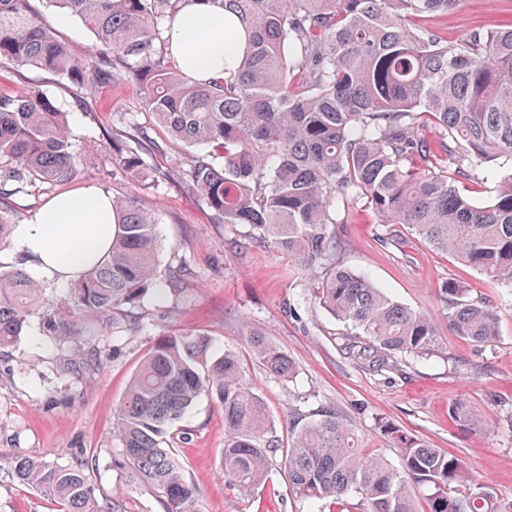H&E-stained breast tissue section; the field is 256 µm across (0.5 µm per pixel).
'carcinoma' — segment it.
<instances>
[{
	"label": "carcinoma",
	"mask_w": 512,
	"mask_h": 512,
	"mask_svg": "<svg viewBox=\"0 0 512 512\" xmlns=\"http://www.w3.org/2000/svg\"><path fill=\"white\" fill-rule=\"evenodd\" d=\"M48 2L93 33L88 62L70 55L29 0H0V63L77 83L91 74L129 84L171 139L209 149L182 162L191 186L224 223L246 225L288 255L314 302L350 326L338 346L354 364L384 372L402 355H429L440 336L438 319L340 263L336 225L358 204L379 223L405 224L434 249L512 282V171L486 202L462 186L486 164L512 158V28H476L450 41L426 25L461 0H206L224 11V34L245 50L224 64V77L199 82L177 65L166 38L185 0ZM2 159L0 249L12 226L6 200L35 180L67 185L83 166L66 113L39 92L0 95ZM112 164L144 181L139 149L114 142ZM113 207L111 254L73 284L67 301L43 309L46 284L19 261L0 266V348L38 311L52 335L78 336L87 323L113 325L139 306L156 280L159 221L134 198ZM439 297L453 335L494 343V307L452 282ZM248 345L268 376H294L288 354L266 337L251 336ZM204 394L224 409L222 468L244 491L265 482L278 460L290 490L309 503L343 506L357 495L367 512H418L413 484L428 491L426 512H512L491 486L471 484L458 457L388 421L381 428L400 449L397 468L361 453L329 408L293 425L283 442L239 355L212 356L202 333L162 338L132 375L114 410L119 488L96 494L87 457L54 464L18 453L11 477L52 498L59 512H132L125 489L137 483L158 490L163 512H199L195 484L163 444Z\"/></svg>",
	"instance_id": "carcinoma-1"
}]
</instances>
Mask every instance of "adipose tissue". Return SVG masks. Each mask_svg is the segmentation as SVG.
I'll return each mask as SVG.
<instances>
[{
    "label": "adipose tissue",
    "instance_id": "obj_1",
    "mask_svg": "<svg viewBox=\"0 0 512 512\" xmlns=\"http://www.w3.org/2000/svg\"><path fill=\"white\" fill-rule=\"evenodd\" d=\"M169 49L190 77L207 80L223 74L224 64L243 51L224 38V13L206 0H187L167 28ZM117 216L112 197L87 183L51 198L33 219L14 225L11 242L37 277L66 286L84 277L108 255Z\"/></svg>",
    "mask_w": 512,
    "mask_h": 512
}]
</instances>
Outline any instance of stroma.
<instances>
[{"mask_svg":"<svg viewBox=\"0 0 512 512\" xmlns=\"http://www.w3.org/2000/svg\"><path fill=\"white\" fill-rule=\"evenodd\" d=\"M77 60L92 52L94 37L81 21L30 0ZM432 25L457 40L477 27L512 26V0H461L456 11L432 18ZM40 91L66 112L70 140L89 163L81 182H93L113 199L137 195L159 215L158 283L163 297L148 294L134 308L136 326L121 322L75 343L89 362L67 364L57 337L32 317L10 347L0 349V512H55L48 496L12 481L8 462L22 451L49 463L95 456L90 481L109 493L120 481L112 467L118 447L113 409L122 399L141 358L166 336L207 333L211 352L233 350L244 357L245 379L261 395L279 436H287L298 415L328 407L352 426L366 453L398 464L400 451L381 429L389 421L409 434L460 458L476 482L512 501V284L492 279L433 251L405 226L378 224L360 207L338 232L340 260L369 277L399 303L442 318L438 292L449 281L469 295L490 301L500 313L493 346L442 333L436 352L402 357L394 369L375 373L345 359L336 344L348 327L314 305L304 281L287 257L251 242L245 225L218 218L176 168L187 148L157 128L130 86L89 78L75 83L10 64L0 66V94ZM148 130L152 147L142 150L158 183L134 185L104 162L113 139ZM177 279H170V271ZM266 336L297 365L287 381L267 376L249 355L250 334ZM462 401L461 423L451 405ZM168 448L199 490L200 512H329L330 503L298 501L280 467L265 483L239 491L224 476V410L216 398L200 397L175 426Z\"/></svg>","mask_w":512,"mask_h":512,"instance_id":"stroma-1","label":"stroma"}]
</instances>
